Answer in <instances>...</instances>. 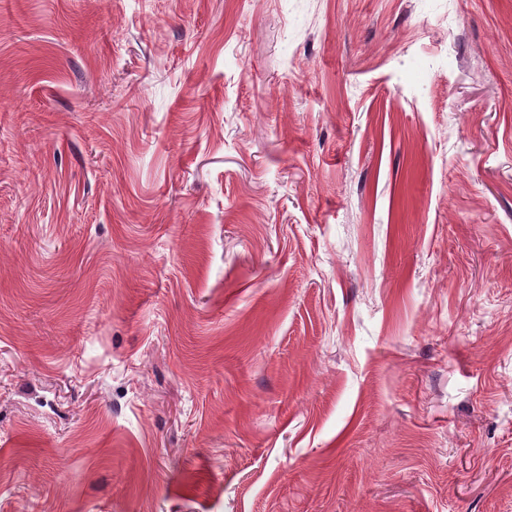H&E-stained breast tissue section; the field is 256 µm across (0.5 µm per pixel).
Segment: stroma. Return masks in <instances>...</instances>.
Segmentation results:
<instances>
[{
  "mask_svg": "<svg viewBox=\"0 0 512 512\" xmlns=\"http://www.w3.org/2000/svg\"><path fill=\"white\" fill-rule=\"evenodd\" d=\"M0 512H512V0H0Z\"/></svg>",
  "mask_w": 512,
  "mask_h": 512,
  "instance_id": "1",
  "label": "stroma"
}]
</instances>
